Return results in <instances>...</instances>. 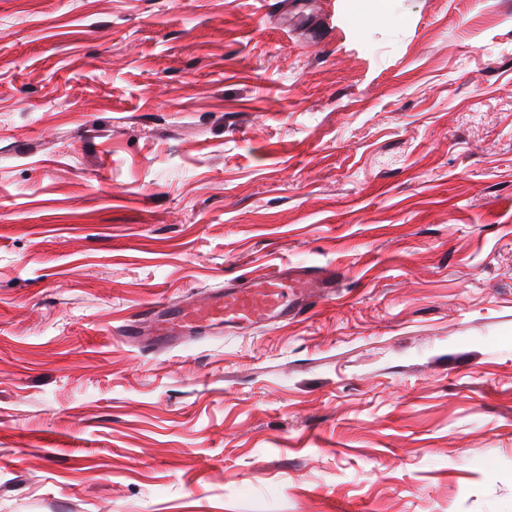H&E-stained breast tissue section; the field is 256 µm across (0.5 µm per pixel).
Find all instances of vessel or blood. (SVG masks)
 <instances>
[{
	"label": "vessel or blood",
	"instance_id": "obj_1",
	"mask_svg": "<svg viewBox=\"0 0 512 512\" xmlns=\"http://www.w3.org/2000/svg\"><path fill=\"white\" fill-rule=\"evenodd\" d=\"M339 279L333 268L311 272L298 267L274 271L240 285H227L213 291L209 300L199 306L159 300L131 315L122 334L137 340L147 330L157 345L167 346L191 336L283 321L335 296Z\"/></svg>",
	"mask_w": 512,
	"mask_h": 512
}]
</instances>
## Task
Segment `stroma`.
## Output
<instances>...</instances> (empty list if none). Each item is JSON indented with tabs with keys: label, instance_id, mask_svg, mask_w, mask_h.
<instances>
[{
	"label": "stroma",
	"instance_id": "1",
	"mask_svg": "<svg viewBox=\"0 0 512 512\" xmlns=\"http://www.w3.org/2000/svg\"><path fill=\"white\" fill-rule=\"evenodd\" d=\"M349 11L0 0V512H512V0ZM339 280L333 268L274 271L241 285L217 289L203 305L187 307L167 300L150 303L131 315L121 331L123 336L138 340L149 324L150 339L159 346H168L191 336L248 330L287 320L335 296Z\"/></svg>",
	"mask_w": 512,
	"mask_h": 512
}]
</instances>
